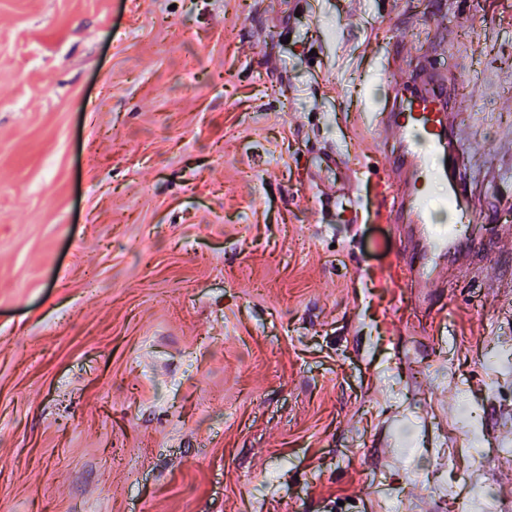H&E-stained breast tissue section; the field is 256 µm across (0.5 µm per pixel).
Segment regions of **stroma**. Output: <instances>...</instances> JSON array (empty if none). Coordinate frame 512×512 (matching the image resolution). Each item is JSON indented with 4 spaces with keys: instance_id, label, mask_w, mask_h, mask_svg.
Here are the masks:
<instances>
[{
    "instance_id": "35a3bbf8",
    "label": "stroma",
    "mask_w": 512,
    "mask_h": 512,
    "mask_svg": "<svg viewBox=\"0 0 512 512\" xmlns=\"http://www.w3.org/2000/svg\"><path fill=\"white\" fill-rule=\"evenodd\" d=\"M421 56L502 196L418 309ZM508 225L512 0H0V512H512Z\"/></svg>"
}]
</instances>
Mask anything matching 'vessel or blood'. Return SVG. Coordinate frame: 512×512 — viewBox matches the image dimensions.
<instances>
[{
    "label": "vessel or blood",
    "instance_id": "b4317fda",
    "mask_svg": "<svg viewBox=\"0 0 512 512\" xmlns=\"http://www.w3.org/2000/svg\"><path fill=\"white\" fill-rule=\"evenodd\" d=\"M454 92L452 83L423 66L416 79L392 87L390 105L379 113L374 128L378 138L397 145L391 173L378 181V192L397 203L420 247L417 262L394 266L390 280L414 286L422 295L442 272L439 258L456 249L469 225L482 220L481 211L465 201L468 187L459 164L464 150ZM434 180L448 185L442 201L449 214L444 225L433 220L429 185Z\"/></svg>",
    "mask_w": 512,
    "mask_h": 512
}]
</instances>
